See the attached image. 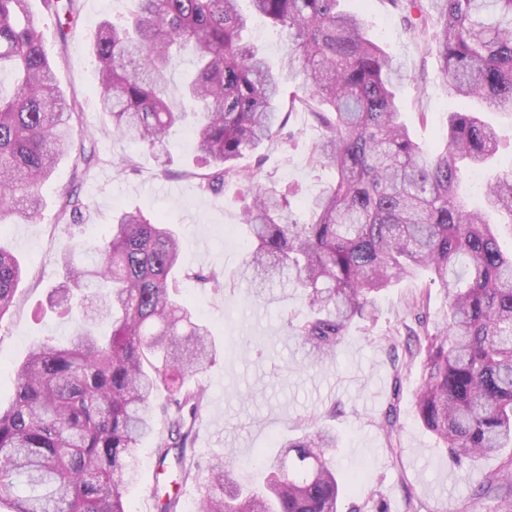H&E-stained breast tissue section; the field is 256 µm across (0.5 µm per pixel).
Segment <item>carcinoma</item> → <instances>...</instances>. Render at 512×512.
<instances>
[{
    "mask_svg": "<svg viewBox=\"0 0 512 512\" xmlns=\"http://www.w3.org/2000/svg\"><path fill=\"white\" fill-rule=\"evenodd\" d=\"M129 15L99 26L92 52L99 106L119 137L170 161L172 131L187 112L167 92L174 58L189 56L185 96L197 117L193 134L204 190L247 187L242 223L250 232L236 272L256 293L275 274L300 288L303 318L288 321L313 363L335 357L352 323L372 319L380 293L417 270L439 286L444 306L429 315L430 291L414 298L409 328L420 361L416 414L449 458L476 465L512 447V253L495 225L512 224V171L486 186L470 206L456 190L464 169L493 164L496 128L472 102L512 119V0H384L409 29L432 32L448 95L461 110L448 116L438 150L416 142L398 119L399 76L364 19L340 0H249L288 46L295 104L322 129L310 162L335 169V180L293 218L288 194L255 182L240 158L282 130V74L245 40L251 17L238 0H131ZM14 75L0 93V223L13 213L35 220L41 187L75 142L72 105L60 89L29 0H0V71ZM86 208L69 194L57 223L78 224ZM65 282L49 293L62 317L81 316L66 345H33L17 366L13 402L0 409V504L10 512H126L124 490L136 479V455L153 435L152 407L163 388L167 436L158 465L178 449L179 479L196 481L186 463L204 400L187 385L216 356L212 331L178 297L179 235L139 210L115 215L106 236L61 252ZM25 276L0 245V321ZM112 322V334L98 324ZM336 435L312 421L261 464L265 480L243 486L234 463L208 465L202 512H340L346 488L328 452ZM512 512V462L476 490Z\"/></svg>",
    "mask_w": 512,
    "mask_h": 512,
    "instance_id": "1",
    "label": "carcinoma"
}]
</instances>
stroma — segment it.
I'll return each mask as SVG.
<instances>
[{
	"label": "stroma",
	"instance_id": "obj_1",
	"mask_svg": "<svg viewBox=\"0 0 512 512\" xmlns=\"http://www.w3.org/2000/svg\"><path fill=\"white\" fill-rule=\"evenodd\" d=\"M345 10L365 17L371 38L390 54L404 80L397 96L400 119L423 146L441 142L458 99L449 96L433 52L417 48L402 17L381 0H343ZM129 0H74L72 25L63 29L43 0H31L35 24L59 86L74 102L76 133L92 138L100 157L85 167L77 156L63 158L42 187L45 207L36 220L13 215L0 223V242L23 263L27 276L8 316L0 321V407H8L16 390V366L30 346L43 339L65 342L76 334L73 319L55 317L47 294L64 280L59 255L66 235L53 224L66 190H75L88 206L70 235L81 241L101 238L122 209H137L172 224L180 235L185 269L223 272L215 291L195 280L180 281V291L211 326L218 355L193 382L205 391L190 452L199 465L232 452L241 482L256 478L257 451L273 452L302 425L316 418L336 433L331 456L342 476L356 481L344 498L343 512H499L495 501L478 499L474 490L485 474L512 461V448L484 460L479 468L452 467L448 453L421 426L414 408L418 364L394 365L404 354L412 324L409 302L429 282L419 272L382 293L374 321L355 323L325 366L310 365L306 349L292 336L288 319H300L303 307L296 288L274 289L254 297L235 273L243 261L241 209L244 186L228 182L224 191H204L193 177L195 141L186 129L171 138L173 162L161 172L145 149L108 131L110 121L98 104V73L92 43L101 22L125 16ZM319 132L309 113L292 112L286 131L264 142L243 159L257 181L293 188L292 210L304 218V202L333 179L326 167L309 163L311 142ZM135 155L136 170L118 173L115 165ZM395 410L394 433L383 421ZM157 437L139 448V479L125 497L127 512H157L156 504L178 495L179 512H196L201 492L189 484L181 496L173 472L157 473Z\"/></svg>",
	"mask_w": 512,
	"mask_h": 512
}]
</instances>
